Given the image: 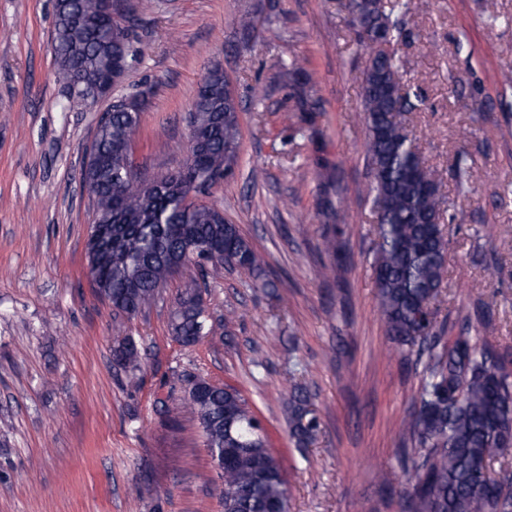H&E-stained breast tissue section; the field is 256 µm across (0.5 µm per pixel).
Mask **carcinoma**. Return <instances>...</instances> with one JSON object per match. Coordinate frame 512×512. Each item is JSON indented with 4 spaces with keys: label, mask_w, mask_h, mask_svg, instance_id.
<instances>
[{
    "label": "carcinoma",
    "mask_w": 512,
    "mask_h": 512,
    "mask_svg": "<svg viewBox=\"0 0 512 512\" xmlns=\"http://www.w3.org/2000/svg\"><path fill=\"white\" fill-rule=\"evenodd\" d=\"M152 5L153 0H139L132 7L135 17L122 24L107 0H55L52 48L61 86L87 91L108 83L115 66L131 65L132 28ZM412 9V0L389 7L355 0L361 26L350 24L353 41L366 56L362 112L378 305L390 342L415 353L422 374L415 406L400 424L399 456L412 471L404 512H512V469L501 467L497 478L490 474L491 464L512 448V368L499 351L490 319H482L481 335L473 336L471 317L440 314L451 245L445 223L458 220L457 203L401 120L422 103L393 49ZM286 76L298 109L314 111L318 98L303 60L291 56ZM140 122L139 112L107 108L91 160L80 172L99 229L98 241L86 243L89 273L98 295L128 319L150 307L158 288L188 262L259 271L239 225L226 221L213 204L187 200L192 191L210 192L237 163L238 108L224 99V74L208 72L197 89L187 124L190 138L204 141V147L189 145L180 171L156 178L136 173L131 140ZM473 177L462 152L448 168V180L461 193ZM210 318L202 288L191 283L175 299L174 339L195 344ZM112 359L130 376L142 368L140 350L129 336L112 348ZM177 382L198 416L224 485V512H289L282 462L268 448L261 421L241 393L190 372L179 374ZM319 427L306 388L292 385L288 431L295 447L313 444Z\"/></svg>",
    "instance_id": "carcinoma-1"
}]
</instances>
